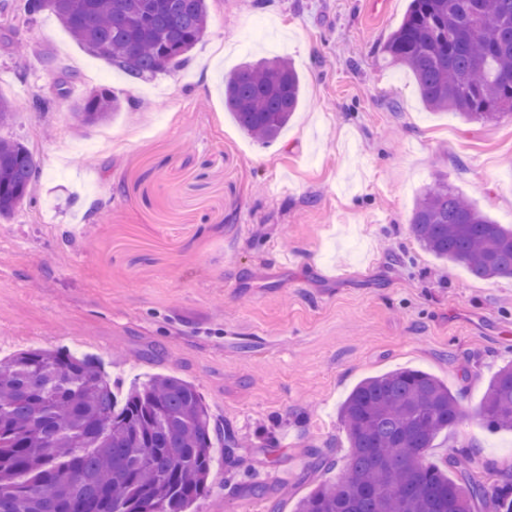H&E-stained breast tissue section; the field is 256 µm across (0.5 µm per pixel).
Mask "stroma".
Returning a JSON list of instances; mask_svg holds the SVG:
<instances>
[{"instance_id": "35a3bbf8", "label": "stroma", "mask_w": 512, "mask_h": 512, "mask_svg": "<svg viewBox=\"0 0 512 512\" xmlns=\"http://www.w3.org/2000/svg\"><path fill=\"white\" fill-rule=\"evenodd\" d=\"M409 3L207 0L189 65L136 84L51 14L0 28V96L14 109L0 138L25 143L39 173L33 198L0 219V357L92 351L125 387L192 383L268 488L237 493L242 469L220 457L193 512H295L349 456L345 396L405 366L460 397L433 460L473 448L480 480L512 471V435L473 416L512 361V278L439 261L410 226L441 180L512 225V121L429 110L409 71L381 63ZM274 56L295 64L303 95L262 144L225 110L224 77ZM62 70L77 76L67 100L31 111ZM103 87L134 107L78 126L72 104Z\"/></svg>"}]
</instances>
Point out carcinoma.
<instances>
[{"label": "carcinoma", "mask_w": 512, "mask_h": 512, "mask_svg": "<svg viewBox=\"0 0 512 512\" xmlns=\"http://www.w3.org/2000/svg\"><path fill=\"white\" fill-rule=\"evenodd\" d=\"M54 15L87 52L133 81L176 72L211 21L207 0H0V16L29 24ZM415 77L424 105L467 121L512 119V0H411L382 49ZM302 99L284 57L245 64L224 78V108L246 134L274 141ZM107 89L73 105L78 125L121 111ZM32 152L0 139V218L31 197ZM421 248L481 280L512 278V226L439 181L416 201ZM476 415L512 431V363L490 379ZM462 409L444 382L401 368L363 379L339 407L350 454L340 477L301 499L296 512H512V474L484 483L470 452L426 462L436 436ZM216 428L196 387L155 374L122 401L101 364L67 349L0 358V512H189L209 490Z\"/></svg>", "instance_id": "1"}]
</instances>
